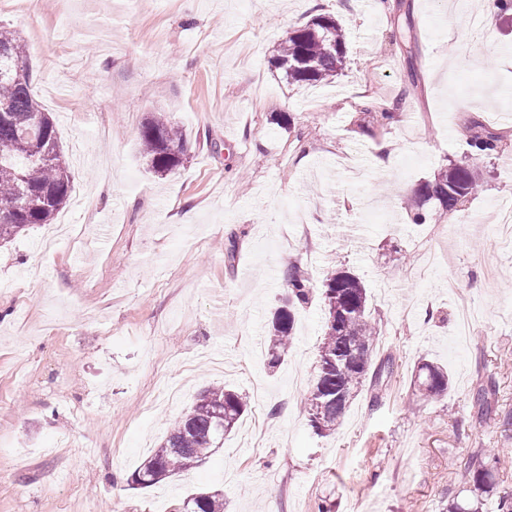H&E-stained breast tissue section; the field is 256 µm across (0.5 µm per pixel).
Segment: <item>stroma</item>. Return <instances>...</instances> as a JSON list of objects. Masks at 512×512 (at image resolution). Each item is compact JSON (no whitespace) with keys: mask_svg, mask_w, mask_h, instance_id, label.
Wrapping results in <instances>:
<instances>
[{"mask_svg":"<svg viewBox=\"0 0 512 512\" xmlns=\"http://www.w3.org/2000/svg\"><path fill=\"white\" fill-rule=\"evenodd\" d=\"M319 14L348 32L345 67L289 84L271 60ZM469 20L448 0H0L73 174L52 226L83 232L47 252L37 225L0 246V512H177L202 490L222 492L224 512H448L471 496L472 455L512 460V244L494 228L512 204V18L462 58ZM157 112L188 138L163 176L138 150ZM474 121L503 137L474 162L479 192L460 214L413 223L404 201L468 151ZM383 144L389 173L370 166ZM290 262L316 287L335 268L357 275L373 360L394 361L326 437L301 409L320 296L267 367ZM424 358L450 379L433 402L413 387ZM216 384L249 397L223 448L131 488Z\"/></svg>","mask_w":512,"mask_h":512,"instance_id":"stroma-1","label":"stroma"}]
</instances>
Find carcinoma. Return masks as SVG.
<instances>
[{
	"label": "carcinoma",
	"instance_id": "cac0c4a2",
	"mask_svg": "<svg viewBox=\"0 0 512 512\" xmlns=\"http://www.w3.org/2000/svg\"><path fill=\"white\" fill-rule=\"evenodd\" d=\"M344 26L331 16L318 15L288 31L273 58L288 80L301 85L320 84L342 71L346 60ZM469 139L470 152L461 156L433 181L418 186L407 207L414 221L426 219L423 207L456 211L461 200L479 187L473 156L498 149L499 137L479 125ZM142 157L156 174L175 171L188 150L183 131L163 114L149 117L139 137ZM72 175L54 119L32 92L27 46L15 31L0 27V244L21 231L49 224L66 206ZM288 296L271 322L265 345L267 366L277 368L293 340L294 310L313 295L308 271L298 266L286 273ZM325 310L316 382L304 402L309 425L320 436L338 429L346 410L367 379L377 380L390 361L373 364L375 321L367 289L356 275L342 270L322 281ZM414 385L423 401L448 392V372L430 361L420 362ZM249 404L247 394L222 385L201 391L190 410L170 423L159 446L132 472L129 485L148 489L187 472L224 446V435L237 425ZM503 461L496 454L474 455L468 465V483L486 494ZM181 512H224V496L199 491L182 501Z\"/></svg>",
	"mask_w": 512,
	"mask_h": 512
}]
</instances>
